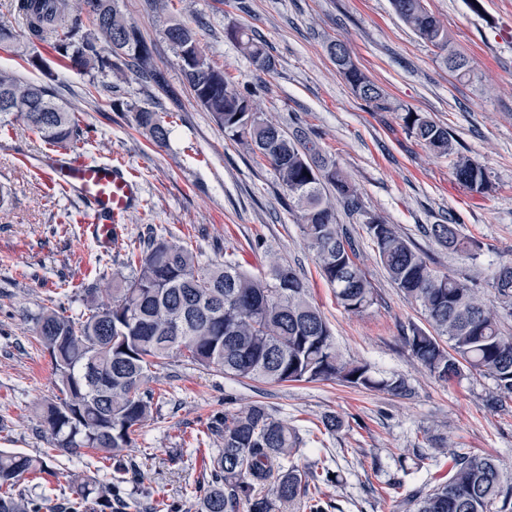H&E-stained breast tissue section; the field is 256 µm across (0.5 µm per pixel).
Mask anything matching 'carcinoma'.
Returning a JSON list of instances; mask_svg holds the SVG:
<instances>
[{
	"mask_svg": "<svg viewBox=\"0 0 512 512\" xmlns=\"http://www.w3.org/2000/svg\"><path fill=\"white\" fill-rule=\"evenodd\" d=\"M72 3L86 13L90 27L71 14ZM391 5L454 76L469 75V59L451 49L447 27L426 0H391ZM14 9L32 38L42 40L58 27L65 29L52 49L66 67L118 81L133 67L154 85L167 86L165 72L153 63L152 48L125 19L119 0H15ZM163 34L181 62L184 83L224 137L259 155L275 171L338 302L351 313L364 311L374 301V288L356 263L355 247L337 220L330 193L353 213L361 212L362 205L336 161L306 131L289 134L263 118L250 96L207 62L192 28L174 22ZM225 36L256 69H275V59L254 34L232 23ZM343 49V61L336 68L355 96L375 112L386 111L384 90L358 66L350 48ZM28 63L42 72L41 81H23L0 70V114L19 116L44 142L66 149L84 132L74 113L59 103L55 74L39 57L28 58ZM113 106L132 113L136 127L154 145H167L170 129L165 117L135 103L117 100ZM403 120L410 136L429 151L438 156L453 152L448 128L419 112L408 111ZM455 176L473 192L491 190L485 170L463 156L456 161ZM365 224L390 280L423 311L427 327L414 325L403 336L413 362L445 382L466 370L488 375L500 395L487 405L495 410L507 407L506 398L512 396V335L504 334L501 324L512 319V260L502 263L493 277L492 303L468 280L435 273L395 225L369 214ZM426 233L473 262L480 256L481 245L461 236L454 224H433ZM84 294L86 313L81 317L44 306L35 319L36 341L48 351L60 381L59 395L43 406V423L56 451L77 455L85 448L112 460L132 447L152 411V369L174 357L237 380L338 381L397 397L411 395L406 378L380 377L369 364L342 358L326 319L287 264L274 263L258 278L229 254L223 263L204 268L191 250L151 232L147 241L131 249L129 274L113 276L110 288H87ZM209 430L219 448L198 512L333 508L323 500L319 481L338 483L340 475L329 477L326 467L319 480L292 463L303 437L268 406L255 402L231 416L217 415ZM51 460L48 453L31 456L0 449V512H40L39 500L18 486L27 475L49 472ZM126 469L116 467L110 482L73 478L69 512L112 508ZM503 477L492 456L453 452L448 480L420 493L413 500L414 512H512V486L504 484Z\"/></svg>",
	"mask_w": 512,
	"mask_h": 512,
	"instance_id": "carcinoma-1",
	"label": "carcinoma"
}]
</instances>
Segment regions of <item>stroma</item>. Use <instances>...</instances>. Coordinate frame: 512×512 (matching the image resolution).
<instances>
[{
  "instance_id": "35a3bbf8",
  "label": "stroma",
  "mask_w": 512,
  "mask_h": 512,
  "mask_svg": "<svg viewBox=\"0 0 512 512\" xmlns=\"http://www.w3.org/2000/svg\"><path fill=\"white\" fill-rule=\"evenodd\" d=\"M151 2L120 0V8L152 47L171 86L167 92L133 69L110 91L64 67L50 41L29 37L13 0H0V23L20 40L15 49L0 46V68L37 81L42 74L27 59L41 56L59 76V97L87 132L78 153L122 166L140 199L117 223L111 248H103L85 229L86 206L37 173L53 147L15 115L0 121V188L8 192L0 205V448L39 455L49 446L41 407L57 394L59 380L35 340V316L50 299L68 315H82L83 289H102L113 274H128L130 244L151 230L188 245L203 266L223 262L228 253L256 276L275 260L292 266L342 357L368 363L382 376H404L414 393L398 398L338 382H238L180 358L167 360L151 383L158 406L123 452L136 471L114 512H152L158 502L168 512H197L194 493L211 479V417L255 402L300 429L306 445L299 465L339 472L341 483L322 490L343 512H400L401 499L445 481L450 458L433 448L434 436L446 439L450 451L493 456L512 479V409L487 407L497 391L491 377L468 373L444 382L414 365L403 336L410 325L424 326V315L390 282L364 224L369 213L396 225L432 269L471 279L480 295L493 299L491 277L512 259V0H427L454 47L471 60L462 79L399 20L389 0H165L162 12ZM168 19L194 30L206 59L249 93L265 118L289 131L304 129L348 178L365 213L341 215L340 222L377 292L366 311L352 314L338 303L273 169L225 139L183 84L180 61L163 35ZM231 23L266 42L274 71L257 70L226 38ZM334 40L347 43L383 88L388 111H373L353 94L327 52ZM116 98L171 113L168 145H153L131 113L115 111ZM409 111L446 126L456 154L435 156L411 137L403 121ZM460 154L484 168L491 192L470 191L456 180ZM441 222L481 242L477 261L426 236L427 226ZM327 413L344 422L336 435L321 431ZM417 447L427 454L419 462L408 455ZM50 466L51 473L21 483L26 494L42 499V512H59L72 476L105 470L89 450L55 453Z\"/></svg>"
}]
</instances>
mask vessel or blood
Listing matches in <instances>:
<instances>
[{"label": "vessel or blood", "mask_w": 512, "mask_h": 512, "mask_svg": "<svg viewBox=\"0 0 512 512\" xmlns=\"http://www.w3.org/2000/svg\"><path fill=\"white\" fill-rule=\"evenodd\" d=\"M52 186L79 196L89 208L87 229L103 242H111L112 225L133 209L137 187L121 167L93 162L75 155L65 160H48L42 171Z\"/></svg>", "instance_id": "1"}]
</instances>
